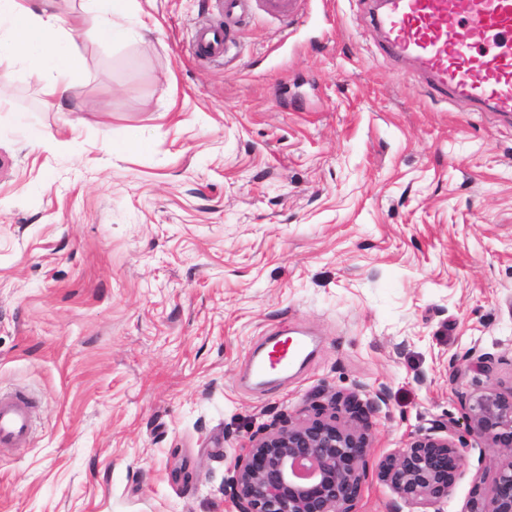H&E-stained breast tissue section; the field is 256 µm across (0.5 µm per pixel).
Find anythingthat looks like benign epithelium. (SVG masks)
I'll list each match as a JSON object with an SVG mask.
<instances>
[{
	"instance_id": "1",
	"label": "benign epithelium",
	"mask_w": 512,
	"mask_h": 512,
	"mask_svg": "<svg viewBox=\"0 0 512 512\" xmlns=\"http://www.w3.org/2000/svg\"><path fill=\"white\" fill-rule=\"evenodd\" d=\"M468 433L497 449L490 493L474 485L463 512H512V389L459 393ZM342 410L346 420L336 421ZM372 404L336 395L315 416L273 424L242 448L229 485L235 512H358L370 448ZM462 448L438 427L408 437L377 464L379 479L410 508L442 512Z\"/></svg>"
}]
</instances>
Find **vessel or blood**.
I'll return each mask as SVG.
<instances>
[{"label": "vessel or blood", "instance_id": "vessel-or-blood-1", "mask_svg": "<svg viewBox=\"0 0 512 512\" xmlns=\"http://www.w3.org/2000/svg\"><path fill=\"white\" fill-rule=\"evenodd\" d=\"M303 0H215L223 20L200 26L196 53L223 59L234 45L229 35L247 8L298 24ZM371 22L384 33L382 51L412 60L426 84L446 101L468 100L478 112L512 117V0H361ZM305 350L300 338H284L274 358L252 370L287 367ZM31 433L27 399L0 395V446H20Z\"/></svg>", "mask_w": 512, "mask_h": 512}]
</instances>
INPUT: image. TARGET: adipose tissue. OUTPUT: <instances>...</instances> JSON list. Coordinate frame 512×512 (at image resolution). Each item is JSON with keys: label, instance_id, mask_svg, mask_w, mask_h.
<instances>
[{"label": "adipose tissue", "instance_id": "adipose-tissue-1", "mask_svg": "<svg viewBox=\"0 0 512 512\" xmlns=\"http://www.w3.org/2000/svg\"><path fill=\"white\" fill-rule=\"evenodd\" d=\"M55 0H0V57L34 60L44 72L46 96L62 100L79 68L68 47V33L54 12Z\"/></svg>", "mask_w": 512, "mask_h": 512}]
</instances>
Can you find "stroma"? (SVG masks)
<instances>
[{
	"mask_svg": "<svg viewBox=\"0 0 512 512\" xmlns=\"http://www.w3.org/2000/svg\"><path fill=\"white\" fill-rule=\"evenodd\" d=\"M55 5L69 105L0 59V392L33 401L0 512H227L252 436L351 393L370 461L452 433L462 512L497 451L457 394L512 386V121L382 55L358 0L245 17L221 61L193 54L213 0H133L113 44L78 24L89 0ZM284 328L308 351L258 383Z\"/></svg>",
	"mask_w": 512,
	"mask_h": 512,
	"instance_id": "35a3bbf8",
	"label": "stroma"
}]
</instances>
